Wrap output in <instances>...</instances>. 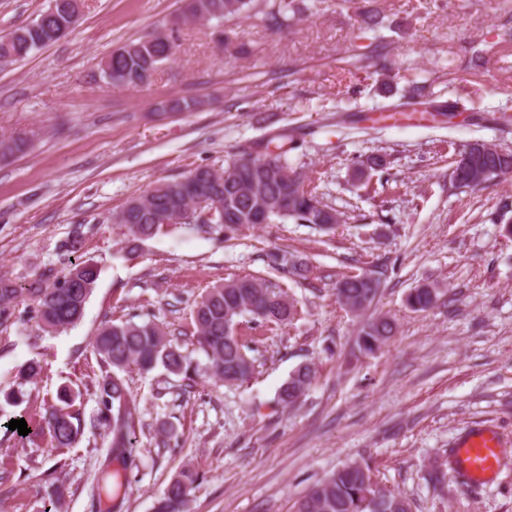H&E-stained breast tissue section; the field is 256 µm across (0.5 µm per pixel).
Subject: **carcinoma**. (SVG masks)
Instances as JSON below:
<instances>
[{"label":"carcinoma","mask_w":512,"mask_h":512,"mask_svg":"<svg viewBox=\"0 0 512 512\" xmlns=\"http://www.w3.org/2000/svg\"><path fill=\"white\" fill-rule=\"evenodd\" d=\"M259 18L269 27L283 25L282 9L258 10L255 0H195L174 22L215 21L219 24L235 19ZM56 21L47 19L33 29L22 26L0 36V59L13 61L26 57L32 50L57 41ZM176 47L173 35L155 32L128 41L112 51L103 63V76L126 87H141L152 80L159 67L173 56ZM199 108L195 99H172L160 103V109L191 112ZM277 152L264 158L248 151L231 159L223 167H198L190 177L203 182L208 190L205 208L214 210L210 222L224 223L228 228L240 224H268L291 221L311 224L329 230L340 220L336 209L323 201L316 191L305 186L306 176L288 166L285 134L277 135ZM512 175V151L484 141L477 147L465 145L452 162L448 179L452 187L482 189L495 179ZM196 212L194 195L183 191V180L162 181L143 195L133 197L123 206L119 223L135 240L152 238L170 224H187ZM83 233L75 229L60 241V256L68 259L63 274L53 282L36 277L20 285L0 276V326L15 316L18 298L25 296L34 304L39 327L46 333H58L75 325L83 316L85 305L100 276L98 265L90 259L70 260L82 251ZM274 266L288 267L295 278L305 279L311 267L304 259L270 255ZM385 287V274L371 270L343 275L336 280L338 302L349 312L362 314L368 310ZM439 297L437 288L418 285L406 296V305L413 311H426ZM298 315L295 303L287 294L276 291L257 278L244 275L227 280L206 290L192 310L196 343L209 359L207 371L226 386L249 380L255 371L250 347L235 327L248 316L258 326L281 327L291 324ZM395 320L386 315H371L361 321L356 346L363 356L375 354L394 335ZM93 353L105 368L98 380L97 396L101 408L99 422L111 430L112 440L107 455L114 460L132 457L135 448V402L119 376L132 369L148 373L162 367L167 373L194 380L199 369L181 347L169 338L162 325L146 320L126 319L105 323L94 336ZM315 380L309 364L294 369L279 391V401L286 407L306 395ZM77 395L64 389L58 403L46 409L41 419L30 425L31 432L20 436L29 442L45 437L52 448H71L82 434L79 412L74 409ZM199 480L198 472L182 469L155 500L153 512H188L189 492ZM65 500L64 485L54 486L47 493L44 512H61ZM413 503L399 493L379 486L368 464L349 463L315 482L298 501L296 512H413Z\"/></svg>","instance_id":"1"}]
</instances>
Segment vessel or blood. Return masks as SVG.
<instances>
[{
	"label": "vessel or blood",
	"instance_id": "vessel-or-blood-1",
	"mask_svg": "<svg viewBox=\"0 0 512 512\" xmlns=\"http://www.w3.org/2000/svg\"><path fill=\"white\" fill-rule=\"evenodd\" d=\"M512 454V441L491 427L476 426L457 439L452 448L455 470L473 487L497 479Z\"/></svg>",
	"mask_w": 512,
	"mask_h": 512
}]
</instances>
